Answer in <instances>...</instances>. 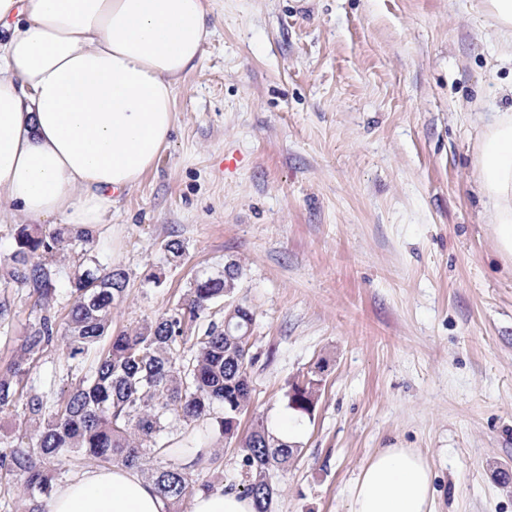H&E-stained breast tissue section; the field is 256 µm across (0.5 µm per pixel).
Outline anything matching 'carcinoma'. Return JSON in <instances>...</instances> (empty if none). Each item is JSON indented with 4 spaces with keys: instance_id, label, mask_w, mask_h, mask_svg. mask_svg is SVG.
<instances>
[{
    "instance_id": "cac0c4a2",
    "label": "carcinoma",
    "mask_w": 512,
    "mask_h": 512,
    "mask_svg": "<svg viewBox=\"0 0 512 512\" xmlns=\"http://www.w3.org/2000/svg\"><path fill=\"white\" fill-rule=\"evenodd\" d=\"M93 230L68 224H18L15 250L3 275L4 287L26 288L38 302L48 303L56 293L60 270L53 256L64 247L81 248ZM242 276L235 261L223 269L197 276L178 311L147 320L132 330L112 333V309L127 288L128 273L120 267H103L85 258L70 279L74 302L66 322L68 357L75 362V382L58 401L33 382L25 381L31 360L54 344L58 323L45 313L32 322L23 336L24 355L0 370V420L21 409L27 434L0 454V480L20 478L28 497L27 512H42L41 499L50 495L57 465L67 458H88L103 468L115 464L140 467L148 456L164 459L148 470L146 479L167 499L170 512L193 488L192 472L209 461L205 449L196 451L188 464L180 462L190 436L163 440L171 422L209 433L230 443L238 441L242 478L238 491L255 503L256 512H271L278 487L272 472L300 452V445L275 436L258 421L238 439L239 416L251 401L253 357L247 325L253 312L226 302ZM224 304L229 323L198 320L212 306ZM192 343L194 355L182 359L178 348ZM94 362L88 371L83 363ZM287 407L301 414L313 412L318 385H291Z\"/></svg>"
}]
</instances>
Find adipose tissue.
I'll return each mask as SVG.
<instances>
[{"mask_svg": "<svg viewBox=\"0 0 512 512\" xmlns=\"http://www.w3.org/2000/svg\"><path fill=\"white\" fill-rule=\"evenodd\" d=\"M210 0H0V200L32 224L108 223L169 143L175 91L200 61ZM476 180L512 260V106L485 124ZM47 512H169L132 469L92 468ZM349 512H434L432 472L409 448L364 467Z\"/></svg>", "mask_w": 512, "mask_h": 512, "instance_id": "adipose-tissue-1", "label": "adipose tissue"}]
</instances>
